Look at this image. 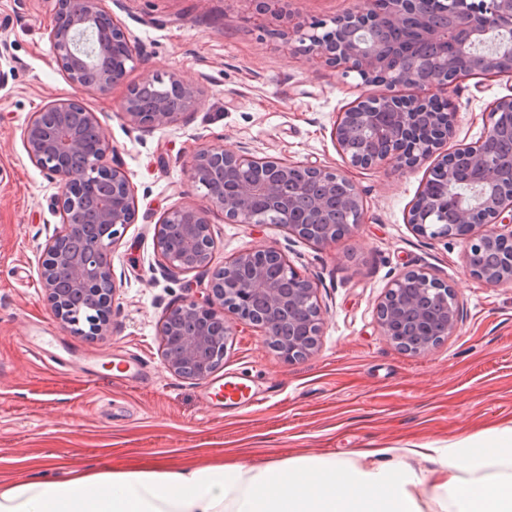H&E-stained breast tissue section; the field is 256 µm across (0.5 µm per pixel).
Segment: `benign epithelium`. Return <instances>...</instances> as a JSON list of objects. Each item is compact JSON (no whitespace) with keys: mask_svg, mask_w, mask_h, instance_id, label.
I'll list each match as a JSON object with an SVG mask.
<instances>
[{"mask_svg":"<svg viewBox=\"0 0 512 512\" xmlns=\"http://www.w3.org/2000/svg\"><path fill=\"white\" fill-rule=\"evenodd\" d=\"M256 20L288 49L331 68L355 72L365 84L386 91L363 95L339 115L333 136L353 167L387 162L411 166L441 148L452 134L455 110L438 108L434 84L449 89L464 77L512 74V0H473L441 24L425 13L426 0H375L373 7L348 11L324 23L294 21L288 0H255ZM56 62L69 81L101 93L121 82L134 59L124 28L101 7V0H57L51 30ZM178 95L144 108L126 97L121 111L133 126L154 129L176 124L197 101V88L176 76L168 79ZM413 90L409 96L395 88ZM512 134V97L496 100L484 133L470 144L443 154L432 169L446 193L419 195L408 223L432 238L466 243L464 262L486 284L512 285V258L488 264L485 256L512 242V150L498 148ZM23 143L30 161L58 180L53 204L64 218L43 250L41 280L54 317L73 325V310L87 308L84 336L110 334L116 285L112 251L118 227L134 223L130 184L112 163V145L96 113L66 99L45 105L27 122ZM188 181L206 189L205 204L163 212L155 225L157 248L170 272L207 269L214 241L208 213L224 212L229 224H260L262 209L274 223L320 246H328L362 222L356 185L341 171L313 163H288L202 144L193 153ZM396 278L376 306L381 335L414 357L428 355L453 335L456 296L405 295ZM260 329L277 356L293 362L319 344L326 311L309 277L275 247L246 249L215 270L202 299H186L159 324L162 365L190 381L208 378L223 359L236 327L226 312Z\"/></svg>","mask_w":512,"mask_h":512,"instance_id":"1","label":"benign epithelium"}]
</instances>
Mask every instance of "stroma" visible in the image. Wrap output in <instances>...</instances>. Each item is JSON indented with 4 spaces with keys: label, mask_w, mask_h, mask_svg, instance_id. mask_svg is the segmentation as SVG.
<instances>
[{
    "label": "stroma",
    "mask_w": 512,
    "mask_h": 512,
    "mask_svg": "<svg viewBox=\"0 0 512 512\" xmlns=\"http://www.w3.org/2000/svg\"><path fill=\"white\" fill-rule=\"evenodd\" d=\"M137 47L124 80L105 93L73 86L55 61L50 32L56 0H0V482L63 470L35 471L38 458L110 466L128 459L173 466L255 462L300 454L351 458L370 445L442 447L461 434L512 422V287H491L467 270L464 245L419 235L408 222L435 157L413 168H353L332 128L359 96L380 93L357 74L295 53L259 27L252 0H102ZM176 75L199 90L194 110L176 125L140 129L120 106L146 79ZM512 96V75L458 82V112L446 148L480 139L485 113ZM96 112L114 160L134 191L137 219L120 227L112 253L116 295L110 336L90 339L54 318L41 282L43 248L61 225L51 207L58 183L29 160L22 132L55 99ZM258 157L312 162L345 171L364 204L353 234L320 247L275 224H228L208 215L211 266L257 246L284 252L316 285L326 311L320 345L285 363L258 328L238 324L219 374L276 387L265 403L215 406L204 383L166 371L158 323L172 307L203 296L209 271L169 274L157 261L154 226L173 206L197 204L187 180L199 144ZM424 268L457 294L459 323L431 353L413 357L381 335L376 305L402 273ZM49 325L70 358L119 352L144 358V384L97 380L62 371L22 348Z\"/></svg>",
    "instance_id": "1"
}]
</instances>
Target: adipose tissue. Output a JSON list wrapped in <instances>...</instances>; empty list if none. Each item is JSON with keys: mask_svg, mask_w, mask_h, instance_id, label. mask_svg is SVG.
Wrapping results in <instances>:
<instances>
[{"mask_svg": "<svg viewBox=\"0 0 512 512\" xmlns=\"http://www.w3.org/2000/svg\"><path fill=\"white\" fill-rule=\"evenodd\" d=\"M0 512H512V423L351 460L77 466L0 483Z\"/></svg>", "mask_w": 512, "mask_h": 512, "instance_id": "adipose-tissue-1", "label": "adipose tissue"}]
</instances>
